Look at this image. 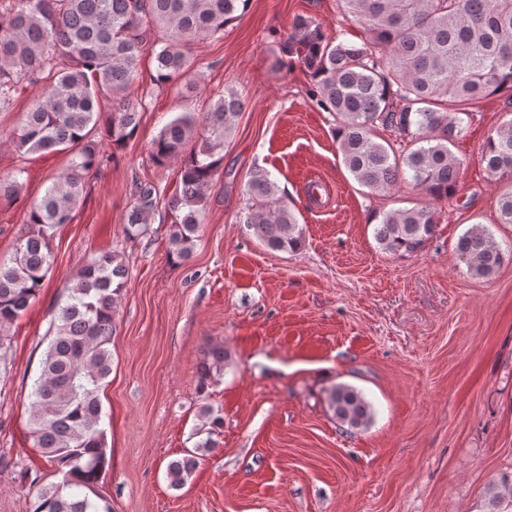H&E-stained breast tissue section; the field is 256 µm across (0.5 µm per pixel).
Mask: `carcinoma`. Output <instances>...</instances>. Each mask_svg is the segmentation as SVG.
<instances>
[{"label":"carcinoma","instance_id":"1","mask_svg":"<svg viewBox=\"0 0 512 512\" xmlns=\"http://www.w3.org/2000/svg\"><path fill=\"white\" fill-rule=\"evenodd\" d=\"M249 0H0V109L27 86L45 83L47 94L11 133L22 153L65 152L69 162L30 206L27 231L10 262L0 263V349L7 329L38 295L54 259L49 239L69 224L87 177L109 160L96 139L105 119L113 149L138 132L145 97L135 94L141 56L155 52L156 82L189 69L190 45L224 31ZM344 16L360 24L358 44L327 35L309 18L296 19L279 50L303 64L315 82L317 106L340 119L336 139L354 179L371 190L408 183L435 200L452 197L459 163L449 149L464 131L480 99L512 91V0H338ZM244 103L226 88L202 115L182 112L151 143L154 163L181 161L180 186L168 202L175 215L167 251L185 261L193 253L212 188L224 160V143L235 131ZM392 132L401 142L381 140ZM480 162L512 178V119L484 143ZM245 223L273 252H298L303 227L283 203L264 169L247 180ZM126 216L129 238L147 233L160 203L155 186L135 181ZM498 222L512 224V187L497 201ZM436 212L413 206L387 212L374 237L391 255H412L434 235ZM459 259L479 277L501 266L505 251L476 225L456 243ZM124 258L115 251L91 259L67 286L51 318L52 337L30 394L34 447L61 475L59 482L31 479L35 512H111L93 501L92 490L109 466L99 392L112 371L113 313L127 282ZM223 345L209 348L199 386L224 370ZM336 421L365 427L372 406L355 388L338 384L328 394ZM197 456L169 462L167 478L179 489L195 471ZM490 512H512V485L490 489Z\"/></svg>","mask_w":512,"mask_h":512}]
</instances>
